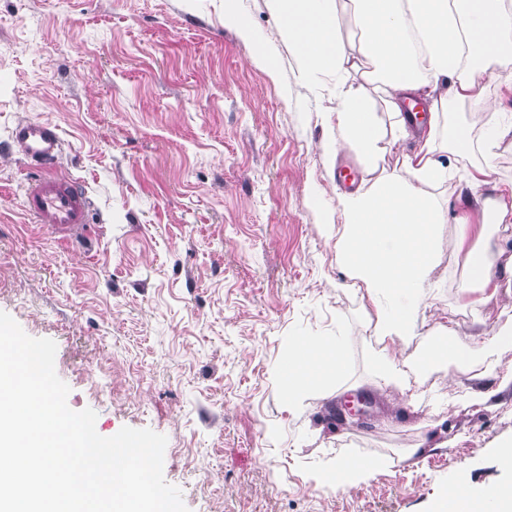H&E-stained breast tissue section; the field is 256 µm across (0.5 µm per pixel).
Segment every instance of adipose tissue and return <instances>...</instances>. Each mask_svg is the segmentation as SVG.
Listing matches in <instances>:
<instances>
[{
    "label": "adipose tissue",
    "mask_w": 512,
    "mask_h": 512,
    "mask_svg": "<svg viewBox=\"0 0 512 512\" xmlns=\"http://www.w3.org/2000/svg\"><path fill=\"white\" fill-rule=\"evenodd\" d=\"M281 18L282 34L292 44L302 71L321 77L343 72L349 60L340 38L335 0H269ZM353 16L362 33L361 52L394 114L405 101L424 103L430 127L417 133L418 149L404 155L400 172L379 171L386 152L383 134L371 112L364 88L347 90L329 123L333 148L360 147L367 172L376 176L370 188L338 193L344 217L337 246L341 262L353 283L359 284L377 307L374 336L381 354V378L407 389L414 378L433 365L468 366L477 378L512 386V368L501 369L500 346L512 340V322L499 325L492 337L467 349L451 341L432 342L422 361L398 364L386 353L390 343L416 334L417 309L435 268L441 248L440 229L459 225L469 232L473 211L483 224L512 230V184L493 182L489 166L469 170L460 189L469 191L475 209L439 208L428 195V185L444 181L448 168L438 159L432 129L445 116L448 103L481 100L491 76L490 66L512 60V0H352ZM501 262L492 265L484 249L471 248L466 257V288H494L512 280V251L500 250ZM345 368L343 344L330 336H297L290 340L282 367L289 399L319 388L327 379L341 378ZM495 510H487L488 499ZM436 512H512V485H495L475 492L465 480L449 487Z\"/></svg>",
    "instance_id": "adipose-tissue-1"
}]
</instances>
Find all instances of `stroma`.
<instances>
[{"label":"stroma","instance_id":"stroma-1","mask_svg":"<svg viewBox=\"0 0 512 512\" xmlns=\"http://www.w3.org/2000/svg\"><path fill=\"white\" fill-rule=\"evenodd\" d=\"M252 29L224 23V0H0V311L57 345L67 404L93 409L104 437L122 427L167 438L163 474L189 512H433L457 480L512 483V390L470 402L482 384L439 369L418 394L376 374L375 311L336 249L339 192L365 164L342 146L328 160L326 123L359 72L321 83L301 73L268 0H238ZM263 47L267 63L253 59ZM481 103L454 105L438 129L462 132L450 179L429 186L456 203L458 175L484 164ZM56 125V170L91 196L87 245L31 223L32 171L7 145L17 121ZM492 162L512 183V144ZM472 224L442 227V249L414 338L475 346L512 319V284L462 291ZM334 336L342 379L297 400L280 381L288 341ZM361 417L337 419L356 398ZM376 462L346 489L317 474L343 458Z\"/></svg>","mask_w":512,"mask_h":512}]
</instances>
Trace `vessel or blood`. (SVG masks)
Segmentation results:
<instances>
[{"instance_id": "obj_1", "label": "vessel or blood", "mask_w": 512, "mask_h": 512, "mask_svg": "<svg viewBox=\"0 0 512 512\" xmlns=\"http://www.w3.org/2000/svg\"><path fill=\"white\" fill-rule=\"evenodd\" d=\"M10 146L38 172L28 180L23 195L24 210L35 224H44L77 235L88 222L90 198L77 181L57 175L63 139L58 128L46 121L23 120L9 132Z\"/></svg>"}]
</instances>
